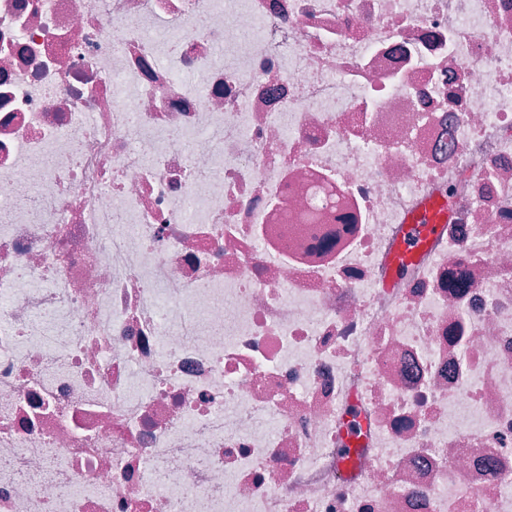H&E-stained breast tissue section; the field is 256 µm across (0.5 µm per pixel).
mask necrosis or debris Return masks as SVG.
I'll use <instances>...</instances> for the list:
<instances>
[{
	"label": "necrosis or debris",
	"mask_w": 512,
	"mask_h": 512,
	"mask_svg": "<svg viewBox=\"0 0 512 512\" xmlns=\"http://www.w3.org/2000/svg\"><path fill=\"white\" fill-rule=\"evenodd\" d=\"M0 512H512V0H0ZM448 220V203L446 198L432 199L410 216L407 220L406 238L400 243L395 262L400 267L411 262L418 251L434 236L440 224Z\"/></svg>",
	"instance_id": "necrosis-or-debris-1"
}]
</instances>
